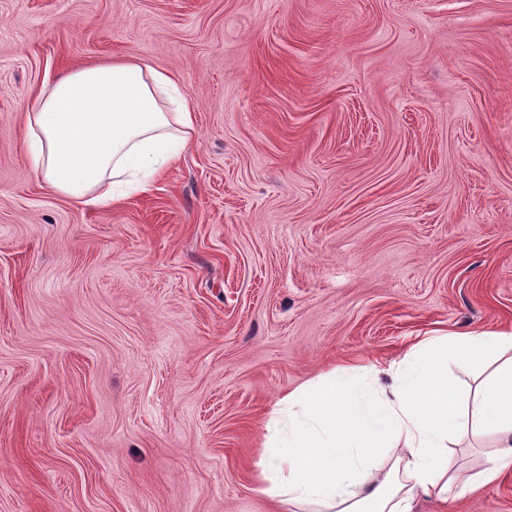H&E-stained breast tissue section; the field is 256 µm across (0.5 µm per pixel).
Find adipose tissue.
Instances as JSON below:
<instances>
[{"label":"adipose tissue","instance_id":"ef3b65f1","mask_svg":"<svg viewBox=\"0 0 512 512\" xmlns=\"http://www.w3.org/2000/svg\"><path fill=\"white\" fill-rule=\"evenodd\" d=\"M175 77L136 58L79 67L25 107L37 178L84 205L148 191L192 138ZM469 364L473 395L449 373ZM256 492L271 512H414L496 481L512 465V332L436 335L386 368H343L279 400L265 426ZM490 439L483 469L448 453L460 435Z\"/></svg>","mask_w":512,"mask_h":512}]
</instances>
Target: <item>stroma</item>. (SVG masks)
<instances>
[{"label":"stroma","instance_id":"1","mask_svg":"<svg viewBox=\"0 0 512 512\" xmlns=\"http://www.w3.org/2000/svg\"><path fill=\"white\" fill-rule=\"evenodd\" d=\"M115 57L195 134L85 206L24 106ZM473 329L512 331V0H0V512H270L280 398ZM415 512H512V467Z\"/></svg>","mask_w":512,"mask_h":512}]
</instances>
